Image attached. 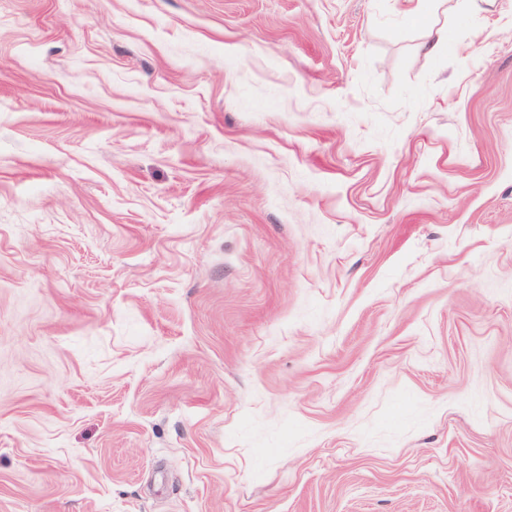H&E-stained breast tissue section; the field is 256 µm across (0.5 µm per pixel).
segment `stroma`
<instances>
[{"label":"stroma","instance_id":"1","mask_svg":"<svg viewBox=\"0 0 512 512\" xmlns=\"http://www.w3.org/2000/svg\"><path fill=\"white\" fill-rule=\"evenodd\" d=\"M0 0V512H512V0ZM448 48V29L444 27L430 28L423 43L426 54L438 56Z\"/></svg>","mask_w":512,"mask_h":512}]
</instances>
